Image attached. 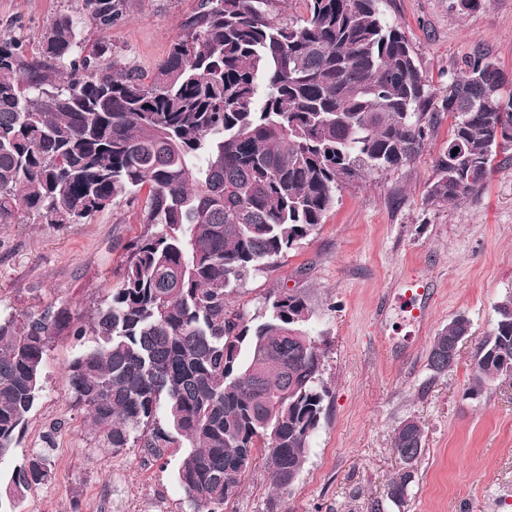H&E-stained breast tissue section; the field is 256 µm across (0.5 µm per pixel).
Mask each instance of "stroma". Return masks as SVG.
<instances>
[{"instance_id":"obj_1","label":"stroma","mask_w":512,"mask_h":512,"mask_svg":"<svg viewBox=\"0 0 512 512\" xmlns=\"http://www.w3.org/2000/svg\"><path fill=\"white\" fill-rule=\"evenodd\" d=\"M195 3L135 0L130 19L109 33L119 60L153 71ZM80 5L0 0V35L30 44ZM380 10L411 42L435 93L437 124L413 161L343 187L312 235L232 297V307L258 318L270 291L304 296L330 397L293 488L275 493L268 470L256 466L224 512H267L272 496L278 512H372L401 466L392 436L407 419L422 427L425 450L404 512H512V376L476 397L466 391L474 348L494 328L499 302L512 295V159H495L480 195L427 201L436 157L452 134L442 100L461 58L479 49L512 75V0H487L466 14L457 0H380ZM140 216V200L127 197L84 224L0 226V309L21 314L62 298L88 323L145 230ZM414 282L425 290L419 318L396 300ZM460 314L471 334L448 373L433 376L431 344ZM79 350L63 334L48 351L39 402L0 459V480L43 450L55 476L29 495L24 512H70L75 502L80 512H191L176 480L180 453L93 448L64 377Z\"/></svg>"}]
</instances>
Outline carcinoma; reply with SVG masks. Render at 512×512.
I'll return each mask as SVG.
<instances>
[{"label":"carcinoma","mask_w":512,"mask_h":512,"mask_svg":"<svg viewBox=\"0 0 512 512\" xmlns=\"http://www.w3.org/2000/svg\"><path fill=\"white\" fill-rule=\"evenodd\" d=\"M280 2L197 0L150 75L112 59L104 37L131 0H83L103 33L89 48L71 15L28 49L0 37V225L83 224L141 195L147 226L89 325L57 300L0 314V459L67 331L88 338L65 377L95 447L187 449L176 479L194 512H224L260 462L279 490L298 479L327 397L310 310L286 289L265 298L256 322L228 298L309 237L343 185L414 159L435 113L379 0H304L306 16L289 22ZM443 111L454 129L436 157L432 204L480 193L497 153L512 150V79L476 50ZM496 313L474 349L472 396L512 375V295ZM470 330L459 315L438 331L433 375L448 373ZM424 441L413 419L394 430L409 469L373 512L409 501ZM53 474L44 453L28 457L0 489V512H19Z\"/></svg>","instance_id":"obj_1"}]
</instances>
